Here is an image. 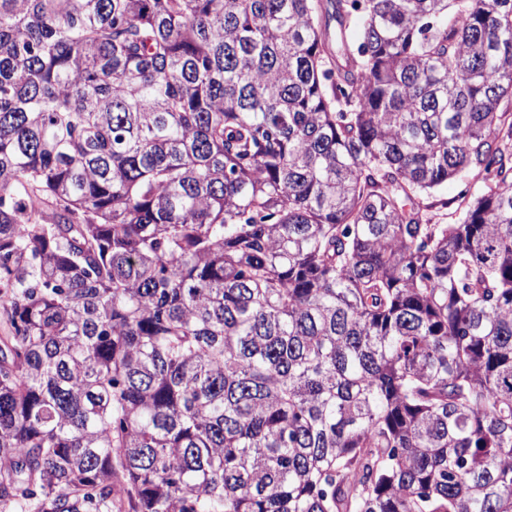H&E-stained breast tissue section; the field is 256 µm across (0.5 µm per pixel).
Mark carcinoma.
Wrapping results in <instances>:
<instances>
[{
  "label": "carcinoma",
  "mask_w": 512,
  "mask_h": 512,
  "mask_svg": "<svg viewBox=\"0 0 512 512\" xmlns=\"http://www.w3.org/2000/svg\"><path fill=\"white\" fill-rule=\"evenodd\" d=\"M0 512H512V0H0Z\"/></svg>",
  "instance_id": "carcinoma-1"
}]
</instances>
